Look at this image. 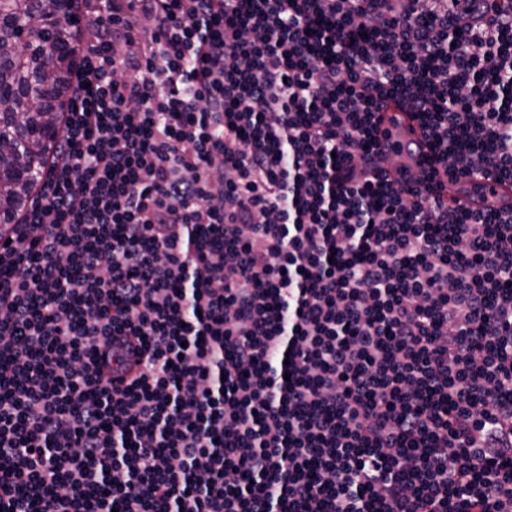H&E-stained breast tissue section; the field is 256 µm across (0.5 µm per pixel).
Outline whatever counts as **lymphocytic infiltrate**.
Here are the masks:
<instances>
[{
    "label": "lymphocytic infiltrate",
    "mask_w": 512,
    "mask_h": 512,
    "mask_svg": "<svg viewBox=\"0 0 512 512\" xmlns=\"http://www.w3.org/2000/svg\"><path fill=\"white\" fill-rule=\"evenodd\" d=\"M80 2L0 512H512V0ZM382 127L404 145V150L399 159L400 164L413 169L416 168L421 159V154L417 146L418 134L412 132L411 129V127L415 128L414 122L401 112L390 111L385 114ZM480 184L486 186V195L487 198L484 200L479 194H476L472 191L473 184ZM453 186V184H451ZM492 186L489 182L483 179H472L470 181L459 183L453 186L450 191V194L457 197H463L466 199L469 204L478 209L485 208H500L505 205L511 203V188L508 185H495V194H489V188Z\"/></svg>",
    "instance_id": "1"
}]
</instances>
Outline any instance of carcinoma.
I'll list each match as a JSON object with an SVG mask.
<instances>
[{
    "label": "carcinoma",
    "instance_id": "obj_1",
    "mask_svg": "<svg viewBox=\"0 0 512 512\" xmlns=\"http://www.w3.org/2000/svg\"><path fill=\"white\" fill-rule=\"evenodd\" d=\"M75 4L0 0V225L28 208L41 168L57 152L62 101L74 92Z\"/></svg>",
    "mask_w": 512,
    "mask_h": 512
}]
</instances>
